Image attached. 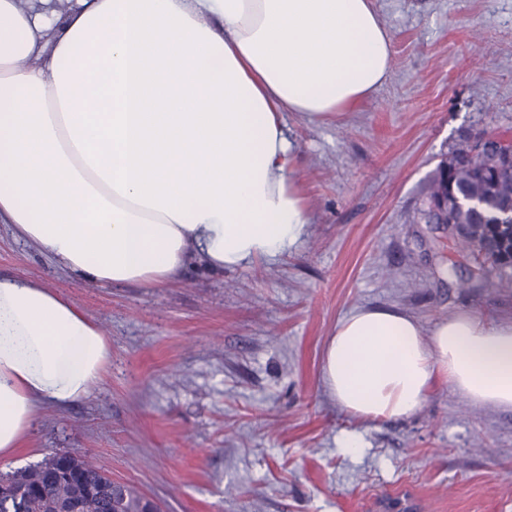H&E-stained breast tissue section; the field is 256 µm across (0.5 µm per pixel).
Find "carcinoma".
Wrapping results in <instances>:
<instances>
[{
	"instance_id": "obj_1",
	"label": "carcinoma",
	"mask_w": 512,
	"mask_h": 512,
	"mask_svg": "<svg viewBox=\"0 0 512 512\" xmlns=\"http://www.w3.org/2000/svg\"><path fill=\"white\" fill-rule=\"evenodd\" d=\"M472 141L441 161L421 200L417 219L428 224L432 198L443 184L452 185L455 201L448 203V239L463 227L476 239L473 251L477 273L462 278L448 271L450 288H465L473 281H488L497 271V288L512 287V227L500 224L498 208L512 200V168L488 156L472 154ZM469 199L485 202L476 212ZM145 507L160 512L136 486L116 481L84 457L55 452L44 460L15 471L0 472V512H129Z\"/></svg>"
}]
</instances>
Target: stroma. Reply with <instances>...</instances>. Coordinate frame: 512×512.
<instances>
[{
    "label": "stroma",
    "instance_id": "stroma-1",
    "mask_svg": "<svg viewBox=\"0 0 512 512\" xmlns=\"http://www.w3.org/2000/svg\"><path fill=\"white\" fill-rule=\"evenodd\" d=\"M388 79L327 121L286 116L312 211L282 255L168 286L91 287L0 224V275L74 302L108 336L91 397L41 407L0 471L56 450L92 459L163 512H512V410L440 386L412 417L342 412L325 342L354 310L424 331L453 311L512 316V288H451L469 254L413 221L437 164L483 129L512 131V0H375ZM359 435L351 455L343 438Z\"/></svg>",
    "mask_w": 512,
    "mask_h": 512
}]
</instances>
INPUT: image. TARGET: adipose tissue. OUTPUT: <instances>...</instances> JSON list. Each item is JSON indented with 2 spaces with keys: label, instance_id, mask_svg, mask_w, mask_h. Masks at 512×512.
<instances>
[{
  "label": "adipose tissue",
  "instance_id": "ef3b65f1",
  "mask_svg": "<svg viewBox=\"0 0 512 512\" xmlns=\"http://www.w3.org/2000/svg\"><path fill=\"white\" fill-rule=\"evenodd\" d=\"M392 53L375 0H0V224L90 286L275 258L311 222L285 115L353 111ZM110 355L68 299L0 277V460ZM321 375L356 419L411 417L444 384L512 409V319L456 311L427 332L360 308Z\"/></svg>",
  "mask_w": 512,
  "mask_h": 512
}]
</instances>
